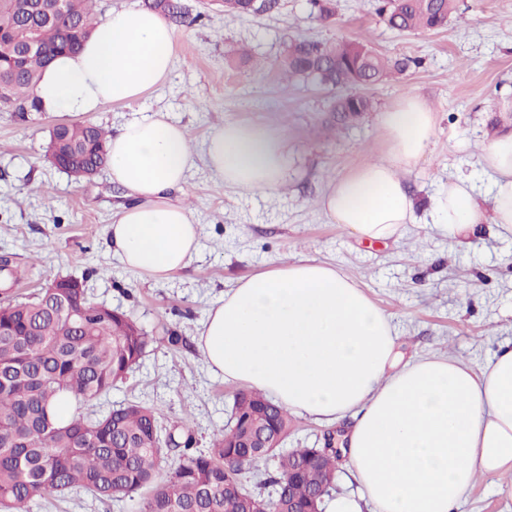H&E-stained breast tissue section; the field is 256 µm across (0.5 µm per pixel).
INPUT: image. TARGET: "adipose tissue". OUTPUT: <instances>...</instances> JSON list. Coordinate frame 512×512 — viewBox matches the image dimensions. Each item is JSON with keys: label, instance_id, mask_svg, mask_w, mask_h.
<instances>
[{"label": "adipose tissue", "instance_id": "obj_1", "mask_svg": "<svg viewBox=\"0 0 512 512\" xmlns=\"http://www.w3.org/2000/svg\"><path fill=\"white\" fill-rule=\"evenodd\" d=\"M176 31L148 10L115 11L79 52L55 57L33 89L41 111L87 114L107 102H133L168 76ZM386 154L333 178L320 200L332 223L364 241L399 240L418 223V200L403 172L431 142L436 115L408 94L379 116ZM113 182L130 201L108 226L111 245L133 272L164 277L186 267L199 228L179 200L204 162L225 187L277 189L288 169L287 136L227 121L195 151L183 127L158 112L130 122L108 141ZM493 177L483 206L468 177L449 179L429 203L433 224L459 245L477 225L512 232V132L484 147ZM398 336L353 279L313 258L283 262L238 281L208 312L197 345L225 380L273 395L291 412L333 423L351 417L350 465L363 501L339 496L327 512H455L478 477L512 470V345L474 369L455 355L400 363Z\"/></svg>", "mask_w": 512, "mask_h": 512}]
</instances>
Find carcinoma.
<instances>
[{"instance_id":"obj_1","label":"carcinoma","mask_w":512,"mask_h":512,"mask_svg":"<svg viewBox=\"0 0 512 512\" xmlns=\"http://www.w3.org/2000/svg\"><path fill=\"white\" fill-rule=\"evenodd\" d=\"M279 0H224L225 11H271ZM322 20L335 15V0H309ZM26 0L0 3V26L12 38L36 34L42 55L25 68L6 66L12 44H0V106L24 103L39 111L32 89L45 67L43 54L77 51L98 22L96 0H66L67 13L48 23L25 9ZM151 11L175 25L187 23L180 0H144ZM458 10V0H381L379 15L400 32L438 30ZM421 60H392L361 41L296 37L279 62L288 79L328 87L381 84ZM373 110L364 94L336 100V121L352 122ZM66 157L76 171L106 164L109 134L90 122L61 124ZM71 277L55 276L24 301L0 302V323L14 335L0 336V507L12 512L52 497L85 492L101 499H121L147 491L141 512H308L324 476L336 474V450L324 448H251L255 429L288 435V410L259 391L240 392L231 407L233 420L203 451L195 447L189 420L181 433L164 431L158 408L145 401L115 405L95 417L83 413L112 386L141 364L156 342L129 315L73 288ZM82 311L69 321L68 309ZM68 396L73 412L66 421L52 414L54 403ZM168 474L158 479L163 469ZM258 481L249 488L244 474ZM271 486L274 495L261 497Z\"/></svg>"}]
</instances>
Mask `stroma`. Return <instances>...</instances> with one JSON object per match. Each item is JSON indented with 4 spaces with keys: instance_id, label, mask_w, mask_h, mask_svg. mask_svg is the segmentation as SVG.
<instances>
[{
    "instance_id": "1",
    "label": "stroma",
    "mask_w": 512,
    "mask_h": 512,
    "mask_svg": "<svg viewBox=\"0 0 512 512\" xmlns=\"http://www.w3.org/2000/svg\"><path fill=\"white\" fill-rule=\"evenodd\" d=\"M181 2L195 21L176 29L167 79L135 102L104 105L87 121L113 134L162 112L198 149L213 126L238 120L283 132L292 150L282 184L267 194L225 188L197 164L182 198L199 226V249L185 269L161 279L129 271L108 238L112 216L126 201L109 169L70 178L46 158L49 131L64 114L0 109V256L29 269L12 297L71 274L94 301L125 311L158 338L141 366L87 413L148 401L166 429L190 418L197 448H209L241 387L209 369L197 331L238 280L300 258L331 264L358 282L389 316L404 360L451 352L486 366L512 342V233L482 225L460 251L435 225L411 224L400 240L371 245L331 223L318 201L329 180L385 153L378 117L411 93L434 110L436 127L425 157L404 175L410 192L428 204L459 173L488 187L478 159L494 136L491 105L512 103V0H460L447 27L409 34L385 24L378 0H338L329 24L316 20L307 0H279L272 12L240 15L225 12L222 0ZM298 35L362 40L378 53L422 64L368 87L372 112L339 126L329 112L339 89L303 81L289 87L281 79L278 62ZM173 332L180 337L175 345L167 341ZM351 423L293 414L287 445L323 447ZM511 486L512 471L479 479L456 512H512ZM140 502L73 493L33 512H140Z\"/></svg>"
}]
</instances>
